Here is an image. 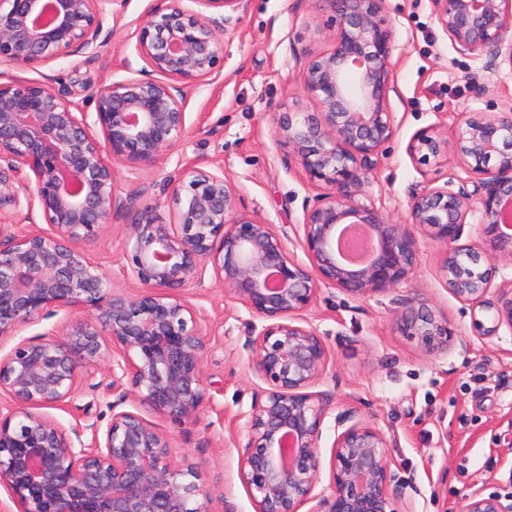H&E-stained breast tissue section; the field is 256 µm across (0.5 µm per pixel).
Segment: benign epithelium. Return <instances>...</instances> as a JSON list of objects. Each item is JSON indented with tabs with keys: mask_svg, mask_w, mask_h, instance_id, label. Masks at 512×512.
I'll list each match as a JSON object with an SVG mask.
<instances>
[{
	"mask_svg": "<svg viewBox=\"0 0 512 512\" xmlns=\"http://www.w3.org/2000/svg\"><path fill=\"white\" fill-rule=\"evenodd\" d=\"M109 0H0V63L39 70L51 61L98 56ZM249 0H161L136 30V51L159 78L88 84L87 112L65 89L44 82L0 81V337L64 311L59 328L24 338L0 353V487L15 512H214L198 462H176L168 437L139 405L182 426L213 401L206 363L213 349L197 308L182 288L201 284L207 269L225 296L261 321L245 346L263 386L253 394L238 477L254 512H403L409 484L392 469L383 431L352 409L336 411L322 389L329 351L302 318L322 288L356 298L388 293L408 281L418 242L443 248L440 272L448 292L479 309L484 334L512 335V284L495 283L512 263V109L464 112L456 143L467 178L427 183L408 192L404 224L390 222L362 186L395 136L389 95L395 32L381 18L383 0H320L332 13L333 48L302 71L303 91L322 111L279 123L278 144L328 192L306 206L299 245L290 255L274 225L240 211L224 166L191 164L122 197L118 167L149 172L161 153L189 138L185 88L224 67L226 15ZM439 26L464 54L485 57V69L512 65V0H431ZM445 140L436 127L416 132L406 151L427 165ZM155 190L154 202L145 203ZM173 204V220L159 213ZM126 225V266L135 288L109 287L82 244L99 239L115 214ZM24 214L51 231L18 234ZM477 244H463L468 218ZM346 224L370 229L375 247L358 266L336 253ZM398 331L430 355L448 352V318L409 293L399 301ZM490 326H485L484 322ZM112 381V416L70 428L36 409L69 402L83 377L101 364ZM334 417L329 481L321 485V439ZM461 512H512V496L473 493Z\"/></svg>",
	"mask_w": 512,
	"mask_h": 512,
	"instance_id": "benign-epithelium-1",
	"label": "benign epithelium"
}]
</instances>
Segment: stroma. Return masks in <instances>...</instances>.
<instances>
[{
	"instance_id": "obj_1",
	"label": "stroma",
	"mask_w": 512,
	"mask_h": 512,
	"mask_svg": "<svg viewBox=\"0 0 512 512\" xmlns=\"http://www.w3.org/2000/svg\"><path fill=\"white\" fill-rule=\"evenodd\" d=\"M152 0H113L110 33L94 61L75 54L43 69L52 86H66L82 100L87 84L138 76L145 67L135 50V31ZM382 16L395 28L392 69L397 92L390 110L398 127L363 193L397 223L407 218L411 187L443 184L460 169L453 153L427 165L406 152L411 136L439 127L454 144L462 113L497 112L512 106V67L486 70L483 57L458 53L438 25L429 0H385ZM333 44L330 13L315 0H249L223 36L224 68L187 88L184 147L163 154L153 172L119 169V191L127 193L175 171L178 161L207 170L224 166L240 196V208L275 225L299 253V226L306 204L322 191L277 143L280 115L315 112L319 106L301 87L304 64ZM128 219L113 217L104 234L84 244L88 260L101 267L113 288L129 287L123 258ZM442 249L421 240L419 260L397 291L355 299L323 288L305 317L331 356L326 386L337 409L353 408L387 439L394 470L412 478L416 512H460L466 495L512 494V334L482 335L478 309L449 294L440 273ZM417 290L443 313L458 340L442 355L424 353L396 329V299ZM184 296L201 314V326L218 348L206 373L213 401L196 423L180 427L152 416L170 440L175 461L202 463L204 481L223 495L230 512H254L237 476L239 442L260 381L248 368L245 342L252 321L242 305L228 300L213 274L189 285ZM73 401L49 409L63 426L86 418L109 419L107 369Z\"/></svg>"
}]
</instances>
